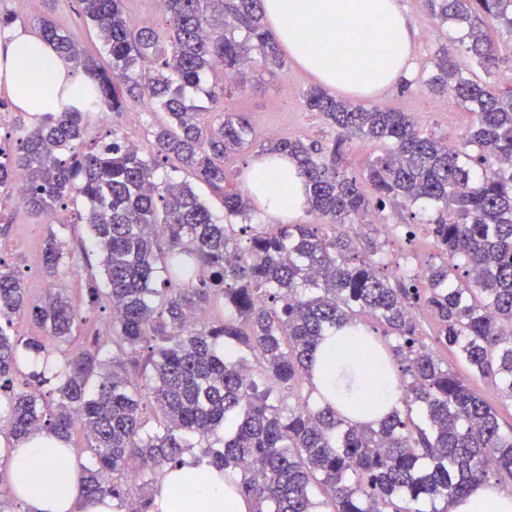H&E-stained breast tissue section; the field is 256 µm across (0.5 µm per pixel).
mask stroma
Instances as JSON below:
<instances>
[{"mask_svg":"<svg viewBox=\"0 0 512 512\" xmlns=\"http://www.w3.org/2000/svg\"><path fill=\"white\" fill-rule=\"evenodd\" d=\"M398 2L414 27L413 54L418 77L408 89L394 87L374 97L373 103L411 113L422 127L459 139L472 121L471 113L461 105H449L447 97L430 92L422 78L431 71L434 55L440 47H448L453 52L459 50L466 30L458 25H430L421 8V0ZM53 17L73 35L84 52L99 54L100 42L93 26L83 16L79 0H55ZM486 32L498 49L497 63L489 81L504 91L512 87V29L494 23L487 25ZM246 80L245 90L234 96L232 104L248 118L252 144L226 162L229 184L239 190L244 187V169L270 134H277L281 139L316 141L325 145L336 137L334 127L306 108L300 93L315 85L316 80L301 70L294 60H287L282 70L273 73L252 67ZM152 109V101L145 100L129 106L106 123L90 126L88 143L108 142L117 135L137 142L142 151H150V128L156 120ZM88 208V202L82 198L68 202L69 222L64 229L25 208L9 209L0 216V261L22 271L31 296H42L50 283L55 282L66 288L71 297L86 302L88 286L101 274L99 256L85 222ZM53 231L60 232L68 258L58 276L51 278L43 271L42 250L47 236ZM435 352L449 369L467 379L477 396L496 409L503 431L512 433V401L504 398L492 384L472 376L452 350L439 346Z\"/></svg>","mask_w":512,"mask_h":512,"instance_id":"stroma-1","label":"stroma"}]
</instances>
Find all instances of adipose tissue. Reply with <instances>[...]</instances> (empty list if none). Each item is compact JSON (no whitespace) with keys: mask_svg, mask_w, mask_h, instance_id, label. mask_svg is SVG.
Returning <instances> with one entry per match:
<instances>
[{"mask_svg":"<svg viewBox=\"0 0 512 512\" xmlns=\"http://www.w3.org/2000/svg\"><path fill=\"white\" fill-rule=\"evenodd\" d=\"M264 19L278 43L325 87L367 100L413 79L412 29L397 0H263ZM88 82L54 46L19 26L0 28V88L13 103L39 122L58 111L62 97ZM242 181L256 208L280 223H295L305 212L306 179L280 157L276 170L253 159ZM363 330L330 332L316 351L313 381L317 399L364 406L363 422L375 424L400 404V394L376 358ZM14 498L27 512H113L111 497L92 504L83 497L79 468L66 441L32 433L7 454ZM157 512H248L240 495H227L224 474L193 454L167 471L154 494ZM448 512H512V492L478 482Z\"/></svg>","mask_w":512,"mask_h":512,"instance_id":"ef3b65f1","label":"adipose tissue"}]
</instances>
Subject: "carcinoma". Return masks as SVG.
I'll return each instance as SVG.
<instances>
[{
    "label": "carcinoma",
    "instance_id": "1",
    "mask_svg": "<svg viewBox=\"0 0 512 512\" xmlns=\"http://www.w3.org/2000/svg\"><path fill=\"white\" fill-rule=\"evenodd\" d=\"M110 57L102 67L81 52L49 16L39 36L52 43L91 83L88 108L64 104L17 137L18 152L0 148V188L15 171L26 208L50 219L57 203L86 199V223L99 252L104 287L89 289L93 306L112 312L111 351L59 350L62 368L46 377L23 371L30 356L48 353L34 339L11 333L30 316L68 344L80 310L60 291L28 296L21 272L0 261V413L8 436L34 431L64 440L78 429L88 464L79 481L88 499L112 497L116 512H150L159 482L193 448L224 471L228 491L252 500V512H448V501L475 481L512 477V435L496 411L442 364L422 339L414 309L438 321L437 341L454 349L471 372L512 400V89L506 93L470 77L489 71L495 48L485 20L512 27V0H424L440 24L467 27L463 53L439 49L425 85L448 93L473 115L461 142L419 128L408 112L366 107L320 87L303 92L307 109L338 131L316 142L273 139L261 153L286 155L306 178V214L316 224H249L248 193L224 190V160L250 145L242 112L200 121L187 98L207 75L222 78L205 90L224 98V84H244L250 53L271 72L285 65L265 28L262 0H166L165 31L130 22L123 0H79ZM245 32L237 40L235 33ZM149 93L168 122L154 147L127 141L89 146L85 134L97 112H123ZM379 141L384 152L359 177L340 171L352 138ZM177 161L222 193L227 223L186 182L157 172ZM373 194L364 191V185ZM397 201L408 212L402 232L414 236L419 210L440 252L423 277H394L343 227ZM50 234L43 269L52 277L64 259ZM224 303L229 313L210 311ZM197 313L201 322L191 323ZM370 319L395 343L379 353L395 361L393 383L402 407L373 426L345 404L310 405L314 355L330 329ZM26 379L14 389V379ZM55 380V398L39 403L35 388ZM308 384V395L283 409L279 388ZM139 484L131 488L129 476ZM430 509H425V505Z\"/></svg>",
    "mask_w": 512,
    "mask_h": 512
}]
</instances>
